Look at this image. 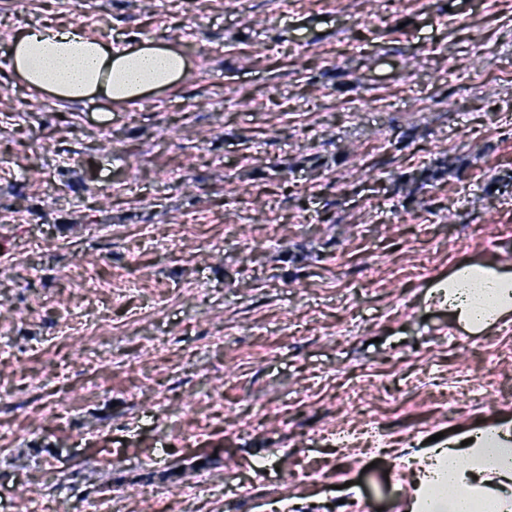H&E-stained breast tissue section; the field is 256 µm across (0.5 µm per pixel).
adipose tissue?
<instances>
[{
    "label": "adipose tissue",
    "mask_w": 512,
    "mask_h": 512,
    "mask_svg": "<svg viewBox=\"0 0 512 512\" xmlns=\"http://www.w3.org/2000/svg\"><path fill=\"white\" fill-rule=\"evenodd\" d=\"M9 63L29 90L70 103L95 97L131 102L167 90L189 69L175 47L149 41L117 46L73 25L16 33ZM437 292L454 319L474 332L512 313V273L493 260L459 263ZM469 436L470 444L455 439L415 457L408 512H512V423L483 426Z\"/></svg>",
    "instance_id": "1"
}]
</instances>
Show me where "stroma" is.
Returning <instances> with one entry per match:
<instances>
[{"label":"stroma","mask_w":512,"mask_h":512,"mask_svg":"<svg viewBox=\"0 0 512 512\" xmlns=\"http://www.w3.org/2000/svg\"><path fill=\"white\" fill-rule=\"evenodd\" d=\"M46 24L191 69L64 103L7 70ZM2 212L0 512H402L409 458L512 421V316L433 292L512 269V0H0ZM353 388L378 444L336 443ZM435 288L454 319L479 332L512 313V273L495 260L462 262Z\"/></svg>","instance_id":"35a3bbf8"}]
</instances>
